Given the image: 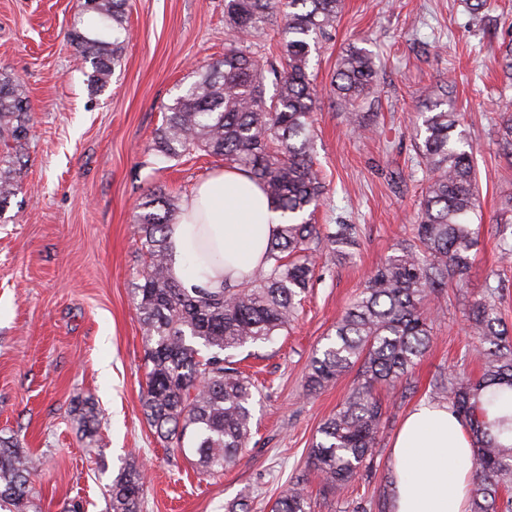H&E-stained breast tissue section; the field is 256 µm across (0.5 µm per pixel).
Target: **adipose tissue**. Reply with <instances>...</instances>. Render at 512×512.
<instances>
[{"label":"adipose tissue","instance_id":"obj_1","mask_svg":"<svg viewBox=\"0 0 512 512\" xmlns=\"http://www.w3.org/2000/svg\"><path fill=\"white\" fill-rule=\"evenodd\" d=\"M284 222L260 186L236 168L199 182L167 232L170 274L184 288L222 290L248 279ZM472 442L450 407L415 406L392 446L393 512H467Z\"/></svg>","mask_w":512,"mask_h":512}]
</instances>
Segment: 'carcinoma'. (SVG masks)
Masks as SVG:
<instances>
[{"mask_svg": "<svg viewBox=\"0 0 512 512\" xmlns=\"http://www.w3.org/2000/svg\"><path fill=\"white\" fill-rule=\"evenodd\" d=\"M103 24L90 37L73 33L92 65L91 84L103 90L121 66L129 38L127 0H82ZM343 0H224L230 44L224 58L196 71L167 106L153 150L163 163L204 151L241 168L258 181L275 208L288 215L271 240L266 262L246 282L213 293H189L169 272L167 230L181 209L161 188L136 205L135 224L144 267L132 288L148 368L142 411L148 425L202 474L238 464L252 435L255 383L239 367L236 351L275 341L295 321L302 296L323 249L344 256L357 243L358 225L343 219L314 224L305 217L325 192L315 167L314 112L321 89L312 59L332 37ZM280 18L278 54L266 61L252 40ZM505 79L512 86V25L499 44ZM377 70L372 52L348 44L336 61L329 95L348 113L352 128L374 133ZM273 95L266 97V80ZM414 130L415 165L425 187L413 236L369 275L365 288L336 321L330 343L311 357L304 389L314 394L358 368L357 383L318 428L308 463L323 492L339 497L360 476L386 428L389 405L377 389H411L409 374L432 347L424 307L443 290L462 285L477 245L479 184L474 147L463 115L449 108L448 89L429 95ZM30 132L28 97L21 84L0 73V209L16 194L17 164ZM499 151L512 157V115L496 124ZM500 288L490 286L472 304L473 354L482 373L438 372L430 396L448 404L473 441L475 487L470 512H512V445L493 431L488 411L512 391V333L496 316ZM86 433H96L93 404L79 407ZM35 475L33 460L12 438H0V510L25 512ZM146 476L134 460L109 486L106 512H141ZM271 512H314L304 479L283 486Z\"/></svg>", "mask_w": 512, "mask_h": 512, "instance_id": "cac0c4a2", "label": "carcinoma"}]
</instances>
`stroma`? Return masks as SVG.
<instances>
[{"mask_svg":"<svg viewBox=\"0 0 512 512\" xmlns=\"http://www.w3.org/2000/svg\"><path fill=\"white\" fill-rule=\"evenodd\" d=\"M493 23H473L463 0H344L336 30L313 61L329 82L348 43L364 40L378 70L377 128L365 138L323 98L314 115L315 157L326 181L321 224L359 227L350 257L323 254L287 334L239 351L256 372L255 426L238 463L197 474L170 456L141 407L147 368L131 288L141 268L135 204L148 190L187 197L221 159L195 152L159 163L151 146L167 105L194 70L223 56L224 0H128L131 38L110 85H91V63L72 29L100 26L77 0H0V72L24 85L31 132L15 196L0 208V437L37 462L41 512H105V492L125 460L147 472L142 512H270L280 487L304 478L315 512H383L393 438L409 410L428 400L440 371L477 373L468 313L486 284L504 282L499 314L512 328V260L495 250L501 200L512 194V159L496 145L495 113L512 99L497 63V35L512 25V0H495ZM453 87L476 150L479 245L463 287L431 305L434 343L412 370L408 393L387 392L389 422L363 476L343 496L322 492L308 465L319 426L356 383V372L312 396L303 377L370 271L411 235L421 178L411 177L413 129L425 94ZM90 399L100 425L86 437L76 411Z\"/></svg>","mask_w":512,"mask_h":512,"instance_id":"1","label":"stroma"}]
</instances>
